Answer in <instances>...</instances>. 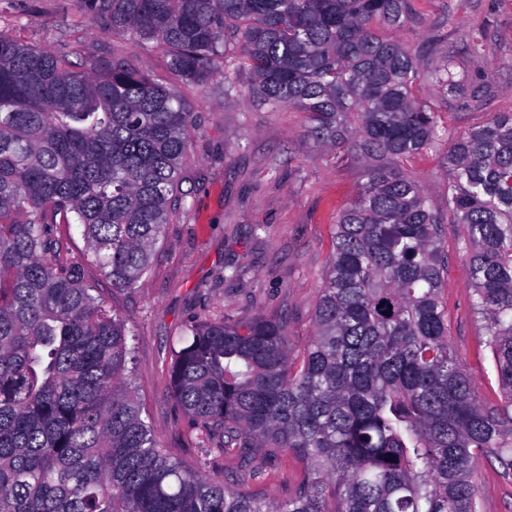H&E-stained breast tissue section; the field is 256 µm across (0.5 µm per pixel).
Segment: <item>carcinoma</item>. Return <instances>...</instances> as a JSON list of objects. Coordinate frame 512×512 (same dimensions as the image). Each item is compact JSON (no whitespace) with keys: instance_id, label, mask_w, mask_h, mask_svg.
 <instances>
[{"instance_id":"carcinoma-1","label":"carcinoma","mask_w":512,"mask_h":512,"mask_svg":"<svg viewBox=\"0 0 512 512\" xmlns=\"http://www.w3.org/2000/svg\"><path fill=\"white\" fill-rule=\"evenodd\" d=\"M95 9L112 33L161 48L182 83L218 77L224 95L305 112L316 141L393 166L369 169L336 218L300 361L283 320L181 330L168 377L195 444L187 468L142 418L131 330L102 282L136 287L185 216L192 111L127 60L78 70L79 41L52 51L0 34V512H479L477 461L512 470V112L448 149V214L466 229L498 405L449 339L442 217L404 163L440 140L417 87L459 95L454 68L483 56L482 33L427 66L375 31L410 23L412 0ZM273 448L303 464L281 501L243 489Z\"/></svg>"}]
</instances>
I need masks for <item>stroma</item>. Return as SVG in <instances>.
Segmentation results:
<instances>
[{"mask_svg": "<svg viewBox=\"0 0 512 512\" xmlns=\"http://www.w3.org/2000/svg\"><path fill=\"white\" fill-rule=\"evenodd\" d=\"M416 8L412 23L381 25L378 34L419 52L438 40L443 57L461 47L469 30L480 28L486 35V59L458 74L469 88L486 87L485 96L451 97L428 83L419 89L420 101L437 112L446 132L454 137L494 113L512 112V0H417ZM0 31L50 50L84 36L85 60H131L177 89L194 108L188 178L182 185L188 212L167 225L149 274L135 288L108 298L134 330L138 399L145 415L162 446L193 464L186 419L167 381L181 327L196 317L282 319L294 354H301L312 332L336 216L362 191L368 168L390 160L317 143L307 134L305 113L225 97L220 81L181 84L168 71L162 51L113 34L88 11L86 0H0ZM407 171L432 205L447 212V143L416 156ZM463 234L462 225L443 222L441 242L448 259L443 302L449 336L484 402L492 406L499 386L484 344V324L471 310ZM228 265L246 270L245 280L218 282L217 274ZM301 470L295 458L277 454L261 488L269 498H282ZM475 478L481 512H512V472L482 459Z\"/></svg>", "mask_w": 512, "mask_h": 512, "instance_id": "1", "label": "stroma"}]
</instances>
